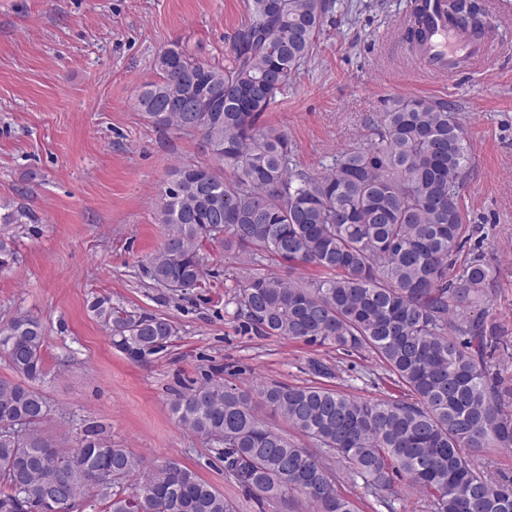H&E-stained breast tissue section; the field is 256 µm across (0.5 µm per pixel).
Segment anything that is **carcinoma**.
I'll return each mask as SVG.
<instances>
[{
    "label": "carcinoma",
    "mask_w": 512,
    "mask_h": 512,
    "mask_svg": "<svg viewBox=\"0 0 512 512\" xmlns=\"http://www.w3.org/2000/svg\"><path fill=\"white\" fill-rule=\"evenodd\" d=\"M330 0H247L230 64L200 61L178 46L163 50L156 78L133 102L158 129L200 137L213 163L184 161L162 191L170 227L151 258L154 284L197 287L203 242L224 235V250L250 255L253 272L232 298L236 316L262 336L373 354L406 387L402 398H358L322 384H261L245 392L205 383L176 395L179 422L217 445L224 472L246 491L292 512L303 498L314 512H354L338 493L330 460L388 509L394 478L426 497L433 512H512V479L479 469L471 453L512 450V388L490 357L508 329L481 308L496 270L484 253L455 269L475 232L460 202L469 168L463 127L443 99L396 98L374 124V143L340 151L328 171L293 169L287 136L262 125L292 76L313 54ZM423 0H412L402 39L428 40ZM448 23L480 35L477 0H448ZM231 174L224 176V169ZM275 257L317 279L264 272ZM93 311L113 343L139 360L168 343L163 316L112 307ZM41 321L20 313L0 322V355L15 374L0 378V512H34L54 490L64 512H79L94 488L106 512H234L192 469L169 462L143 484L126 481L143 458L85 429L80 445L52 447L38 432L51 406L35 382L45 375ZM265 407L313 440L314 452L263 421ZM112 471L96 483L95 473Z\"/></svg>",
    "instance_id": "cac0c4a2"
}]
</instances>
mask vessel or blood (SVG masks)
<instances>
[{
  "label": "vessel or blood",
  "instance_id": "b4317fda",
  "mask_svg": "<svg viewBox=\"0 0 512 512\" xmlns=\"http://www.w3.org/2000/svg\"><path fill=\"white\" fill-rule=\"evenodd\" d=\"M426 23L428 41L414 58L419 68L447 73L452 71L454 62L473 65L491 51L489 38H477L449 26L441 0H426Z\"/></svg>",
  "mask_w": 512,
  "mask_h": 512
}]
</instances>
